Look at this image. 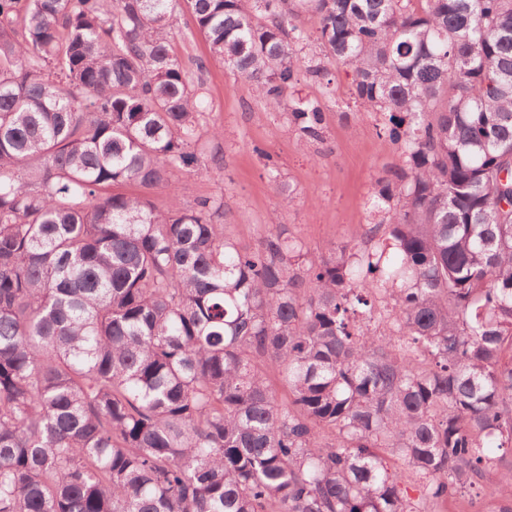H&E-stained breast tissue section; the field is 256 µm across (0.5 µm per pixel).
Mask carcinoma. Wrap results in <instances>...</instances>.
I'll return each instance as SVG.
<instances>
[{"instance_id": "obj_1", "label": "carcinoma", "mask_w": 512, "mask_h": 512, "mask_svg": "<svg viewBox=\"0 0 512 512\" xmlns=\"http://www.w3.org/2000/svg\"><path fill=\"white\" fill-rule=\"evenodd\" d=\"M183 9L303 142L325 117L298 72L348 68L355 115L400 150L373 226L327 256L272 229L246 250L222 197L103 195L199 161L207 60L173 53ZM494 448L512 453V0H0V512L454 493L512 512Z\"/></svg>"}]
</instances>
